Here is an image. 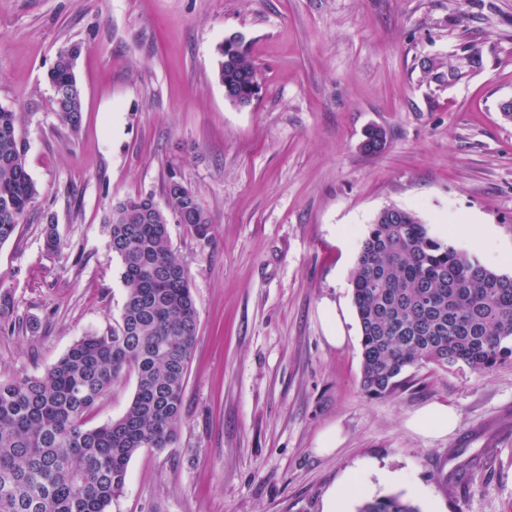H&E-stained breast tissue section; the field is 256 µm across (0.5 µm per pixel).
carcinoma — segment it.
Wrapping results in <instances>:
<instances>
[{
  "instance_id": "1",
  "label": "carcinoma",
  "mask_w": 512,
  "mask_h": 512,
  "mask_svg": "<svg viewBox=\"0 0 512 512\" xmlns=\"http://www.w3.org/2000/svg\"><path fill=\"white\" fill-rule=\"evenodd\" d=\"M215 52L218 80L243 93L258 81L244 51ZM80 48L60 51L48 72L54 111L75 131L83 99L74 72ZM20 116L0 108V245L10 240L37 195L27 170ZM167 183V209L150 195L129 197L112 213V253L121 261L125 302L118 326L75 342L39 376L0 380V512H107L124 490L141 450L177 443L198 311L189 270L174 254L168 225L179 218L195 237L211 236L196 194ZM45 247L63 254L57 226ZM365 394L384 396L414 366L463 363L486 373L512 358V274L490 270L434 238L418 215L382 211L362 241L353 273ZM14 299L0 293V332L13 331ZM135 378L124 414L94 428L87 419L112 384ZM360 512H420L399 495Z\"/></svg>"
}]
</instances>
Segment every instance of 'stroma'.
<instances>
[{"label":"stroma","instance_id":"obj_1","mask_svg":"<svg viewBox=\"0 0 512 512\" xmlns=\"http://www.w3.org/2000/svg\"><path fill=\"white\" fill-rule=\"evenodd\" d=\"M242 34L261 92L239 109L215 48ZM79 45L81 126L52 108L47 74ZM481 57L468 66V50ZM465 72L449 81V67ZM512 0H0V108L23 116L37 196L0 245V288L22 331L0 333V379L43 373L119 321L115 203L191 189L211 237L169 226L188 267L198 329L174 447L141 450L108 512H327L399 494L420 512H512V359L407 368L384 397L361 388L352 275L382 209L415 212L431 234L484 260L480 225L512 274ZM387 132L365 152L367 128ZM54 220L68 242L47 252ZM346 314L331 344L328 313ZM135 380L116 382L90 426L119 418ZM443 403L457 426L408 420ZM340 431L330 453L320 434ZM479 480L469 481L470 472Z\"/></svg>","mask_w":512,"mask_h":512}]
</instances>
